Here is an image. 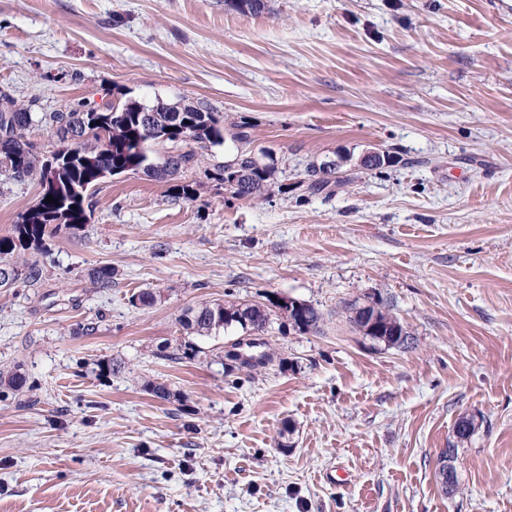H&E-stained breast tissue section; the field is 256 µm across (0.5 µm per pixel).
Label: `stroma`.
Segmentation results:
<instances>
[{
  "mask_svg": "<svg viewBox=\"0 0 512 512\" xmlns=\"http://www.w3.org/2000/svg\"><path fill=\"white\" fill-rule=\"evenodd\" d=\"M269 6L0 0V90L19 103L203 101L286 187L237 200L199 173L188 201L123 174L81 236L25 252L40 283L0 287V369L26 378L0 391V512H512V0ZM371 149L390 163L365 169ZM329 159L346 186L310 195ZM40 191L0 187V234ZM277 294L324 314L317 333L268 330L278 364L225 374L238 327L160 357L185 311ZM358 297L388 301L412 347H369L340 308Z\"/></svg>",
  "mask_w": 512,
  "mask_h": 512,
  "instance_id": "stroma-1",
  "label": "stroma"
}]
</instances>
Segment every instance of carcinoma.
<instances>
[{"label":"carcinoma","mask_w":512,"mask_h":512,"mask_svg":"<svg viewBox=\"0 0 512 512\" xmlns=\"http://www.w3.org/2000/svg\"><path fill=\"white\" fill-rule=\"evenodd\" d=\"M231 10L261 14L268 10V0H224ZM48 130L55 139L54 150L37 152L32 134ZM224 145V115L209 104L146 105L132 97H117L100 111L80 105L51 112H33L17 103L7 92H0V177L3 182L23 183L36 179L41 186L38 201L29 211L18 216L11 232L0 235V272L12 268L16 272L12 285L31 287L42 277L37 263H18L14 257L39 245L46 236L60 232L77 235L91 220L89 198L98 184L108 176L143 173L157 181H169L179 174L194 173L202 168L214 149ZM204 169V168H202ZM273 166L258 158L254 151L238 150L234 159L205 168L204 174L224 184V189L239 200L267 198L274 194ZM307 189L313 195L331 196L340 180L332 179L336 170L311 165L307 170ZM53 202L47 203V196ZM115 271L102 266L91 272L98 288L112 287ZM348 322L366 335V314H376L380 324L397 336L396 348L407 349L412 337L381 299L372 306L356 298L343 303ZM272 310L266 303L231 302L207 304L184 313L179 319L187 336L175 340L173 349L163 347L161 356L170 360L193 359L200 353L197 338H210L233 323L249 321L261 329L273 322ZM323 315L318 308L306 304L301 321L292 329L306 334L318 332ZM224 371L253 374L274 362V352L265 354L260 365L242 366L226 363L225 351L216 353Z\"/></svg>","instance_id":"carcinoma-1"}]
</instances>
